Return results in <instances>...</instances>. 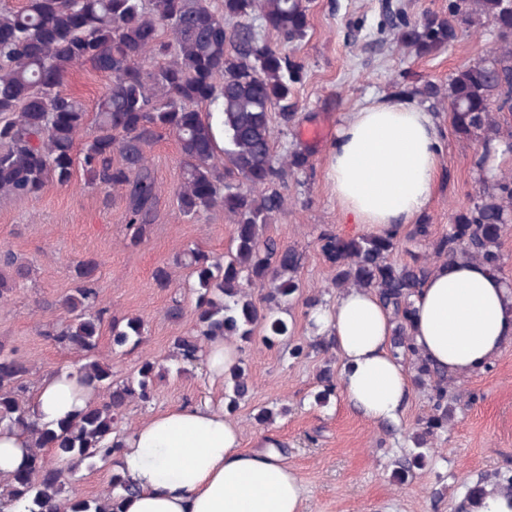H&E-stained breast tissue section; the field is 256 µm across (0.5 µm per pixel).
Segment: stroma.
Here are the masks:
<instances>
[{
  "mask_svg": "<svg viewBox=\"0 0 512 512\" xmlns=\"http://www.w3.org/2000/svg\"><path fill=\"white\" fill-rule=\"evenodd\" d=\"M403 8L415 19L425 11L447 13L448 0H311L310 31L297 50L305 66L296 88L299 121L288 137L289 148L309 151L312 166L289 177L283 189L284 212L266 228L270 235L302 251L298 278L302 290L288 314L295 338L309 339L304 316L306 298L334 303L330 267L317 246L322 232L345 238L363 235L360 225L341 215L327 179V153L336 129L348 113L378 101H398L408 91L432 81L447 86L463 64L490 48L491 29H470L450 48L426 57L398 50L391 34L377 36V25L389 10ZM107 82L91 65L75 67L65 88L95 113ZM421 108L437 117L442 153L435 189L422 218L434 235L448 230L449 218L482 193L485 183L475 166L478 142L459 136L448 119L446 103L424 100ZM159 186L154 221L146 238L131 244L124 192L88 185L82 166L70 184L50 181L35 195L0 196V252L15 253L31 270L6 299L0 300V346L30 368L31 390L51 373L82 362L79 352L55 344L45 334L66 314L61 299L77 284L76 265L96 264L94 278L100 300L110 315L141 317L145 334L140 346L113 350L110 331H103L98 353L112 367V379L136 376L144 359H152L165 375L158 379L149 403H130L118 422L131 430L150 413L172 406L219 402L224 385L212 382L204 362L179 366L172 360L176 337L188 335L195 321L189 272L176 267V254L189 246L221 255L234 235L232 216L217 207L201 218L184 216L175 194L182 183L181 155L174 134L164 133L147 149ZM172 268L169 287H158L156 267ZM184 300L180 319L166 309L172 297ZM252 392L233 418L242 429L243 445L269 437L282 447L285 461L301 478L307 512H456L466 486L480 475H512V346L491 364L458 386L467 401L447 431L434 441L435 453L413 480L393 477V462L407 445L406 435L429 411L420 390H412L405 411L389 428L367 422L337 395L327 406L315 405L316 374L327 358L321 351L293 360L287 347L267 350L260 342L244 345ZM287 406L286 416L258 424L262 406ZM111 466L82 464L72 474L66 493L95 498L109 488Z\"/></svg>",
  "mask_w": 512,
  "mask_h": 512,
  "instance_id": "stroma-1",
  "label": "stroma"
}]
</instances>
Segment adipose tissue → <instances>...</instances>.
Here are the masks:
<instances>
[{
	"instance_id": "adipose-tissue-1",
	"label": "adipose tissue",
	"mask_w": 512,
	"mask_h": 512,
	"mask_svg": "<svg viewBox=\"0 0 512 512\" xmlns=\"http://www.w3.org/2000/svg\"><path fill=\"white\" fill-rule=\"evenodd\" d=\"M440 155L433 113L414 103L379 101L340 124L328 161L336 203L354 223L385 234L426 209ZM411 341L448 378L483 370L512 345V285L460 256L436 265L414 298ZM335 340L341 388L369 422L398 420L410 373L390 349L393 324L377 296L349 288L316 310ZM92 386L77 371L46 379L31 403L53 424L84 409ZM114 468L135 487L122 512H306L297 472L274 451L244 448L240 426L203 403L153 413L124 438Z\"/></svg>"
}]
</instances>
